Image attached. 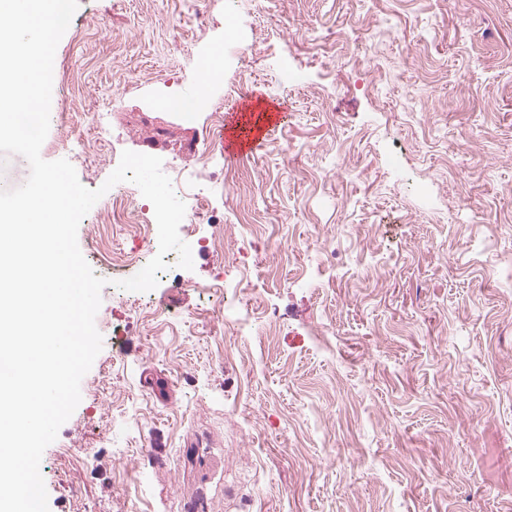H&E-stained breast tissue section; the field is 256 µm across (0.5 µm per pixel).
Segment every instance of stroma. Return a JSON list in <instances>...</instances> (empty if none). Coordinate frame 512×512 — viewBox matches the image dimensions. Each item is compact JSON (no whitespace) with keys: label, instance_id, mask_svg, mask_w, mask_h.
Masks as SVG:
<instances>
[{"label":"stroma","instance_id":"35a3bbf8","mask_svg":"<svg viewBox=\"0 0 512 512\" xmlns=\"http://www.w3.org/2000/svg\"><path fill=\"white\" fill-rule=\"evenodd\" d=\"M71 25L42 158L94 190L123 151L174 157L190 193L211 143L225 243L104 286L49 512H512V0H79ZM218 103L286 118L230 160ZM77 240L99 277L94 249L158 250L89 214Z\"/></svg>","mask_w":512,"mask_h":512}]
</instances>
